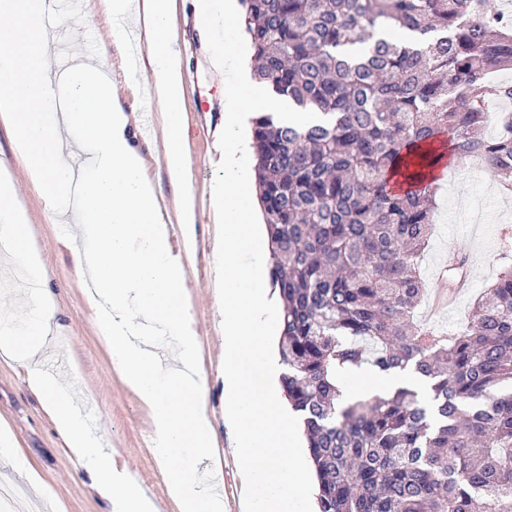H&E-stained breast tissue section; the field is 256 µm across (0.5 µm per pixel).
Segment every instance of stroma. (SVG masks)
Here are the masks:
<instances>
[{
  "mask_svg": "<svg viewBox=\"0 0 512 512\" xmlns=\"http://www.w3.org/2000/svg\"><path fill=\"white\" fill-rule=\"evenodd\" d=\"M66 33L68 48L76 54L105 50L120 60L130 50L125 42H113L105 18L90 24L83 18H72ZM171 33L187 74L185 180L203 186L202 195L191 198L194 223H179L174 208V176L163 160L162 117L149 70H142L138 84L133 86L128 85L120 68H113L111 78L118 102L129 118H136L145 108L152 113L151 133L133 128L134 143L145 159L147 177L185 264L186 298L197 326L201 384L217 434L227 512H241L242 484L224 426V342L215 288L217 216L212 186L221 154L218 139L224 125V81L210 65L205 33L196 24L192 0H176ZM0 171L10 174L16 183L17 203L26 213L35 250L50 281L56 329L45 358L61 356L70 362V369L59 372V380H75L85 408L97 417L98 436L115 463L127 468L152 500L155 512H177L155 453L148 413L113 365L99 338L95 314L86 302L88 285L75 273L71 239L80 230L74 224L65 230L52 222L45 200L17 166L7 129L1 123ZM434 224L421 260L424 277L429 285H436L441 269L463 254L470 265L468 287L452 307L437 311L431 303H424L417 319L426 326L456 330L466 322L486 286L512 268V193L502 190L490 173L473 162L453 164L437 193ZM2 428L15 441L13 456L0 455V483L15 491L14 512H109L108 500L91 487L76 456L63 446L42 399L28 385L25 368L0 351Z\"/></svg>",
  "mask_w": 512,
  "mask_h": 512,
  "instance_id": "35a3bbf8",
  "label": "stroma"
}]
</instances>
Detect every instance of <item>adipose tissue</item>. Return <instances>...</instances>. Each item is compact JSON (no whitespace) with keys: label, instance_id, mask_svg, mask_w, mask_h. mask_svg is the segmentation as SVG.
Wrapping results in <instances>:
<instances>
[{"label":"adipose tissue","instance_id":"adipose-tissue-1","mask_svg":"<svg viewBox=\"0 0 512 512\" xmlns=\"http://www.w3.org/2000/svg\"><path fill=\"white\" fill-rule=\"evenodd\" d=\"M173 0H86V20H144L146 55L166 126L165 162L185 166V74L170 33ZM43 0H0V119L16 157L51 211L70 200L75 179L63 157L61 131L85 142L92 163L82 179L78 217L87 243L74 255L78 275H91L88 303L103 344L126 385L147 410L155 449L170 475L178 512H224L189 459H208L216 435L197 374L196 330L185 301L186 271L170 247V229L147 181L143 159L129 134V117L115 105L107 54L68 75L69 106L58 113L49 95V38L41 22ZM152 324L173 337L178 365L170 368L133 338L132 323Z\"/></svg>","mask_w":512,"mask_h":512}]
</instances>
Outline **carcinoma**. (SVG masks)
I'll return each instance as SVG.
<instances>
[{
  "label": "carcinoma",
  "mask_w": 512,
  "mask_h": 512,
  "mask_svg": "<svg viewBox=\"0 0 512 512\" xmlns=\"http://www.w3.org/2000/svg\"><path fill=\"white\" fill-rule=\"evenodd\" d=\"M256 79L324 119L253 120L255 178L283 301L278 349L303 423L317 512H512V270L461 331L420 326L426 171L482 159L512 188V28L486 0H241ZM414 38L408 40L405 34ZM404 174L406 188L390 187ZM467 260L448 273L465 282ZM429 384L340 405L345 376Z\"/></svg>",
  "instance_id": "cac0c4a2"
}]
</instances>
